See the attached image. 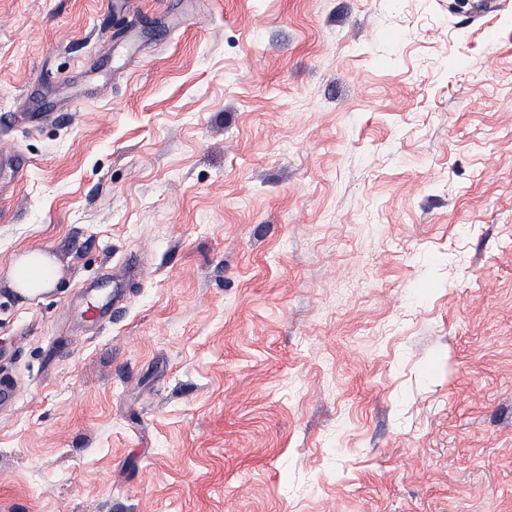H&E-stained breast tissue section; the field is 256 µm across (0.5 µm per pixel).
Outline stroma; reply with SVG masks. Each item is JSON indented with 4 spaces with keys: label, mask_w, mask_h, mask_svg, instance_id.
Returning a JSON list of instances; mask_svg holds the SVG:
<instances>
[{
    "label": "stroma",
    "mask_w": 512,
    "mask_h": 512,
    "mask_svg": "<svg viewBox=\"0 0 512 512\" xmlns=\"http://www.w3.org/2000/svg\"><path fill=\"white\" fill-rule=\"evenodd\" d=\"M2 373L0 512H512V0H0ZM57 265L50 254L33 249L20 255L11 267V279L19 293L31 299L39 298L54 288Z\"/></svg>",
    "instance_id": "stroma-1"
}]
</instances>
